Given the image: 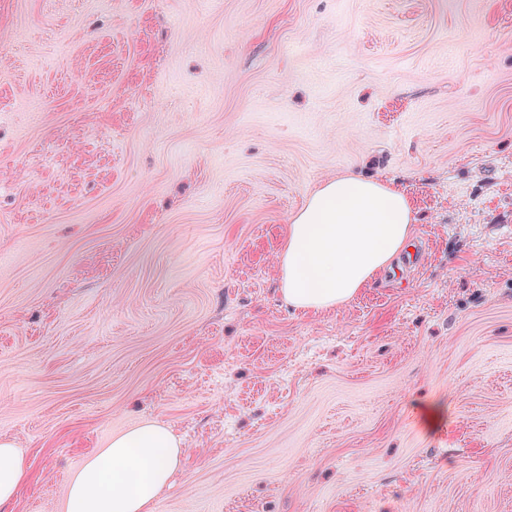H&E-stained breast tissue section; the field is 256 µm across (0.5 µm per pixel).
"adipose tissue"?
I'll return each mask as SVG.
<instances>
[{"label":"adipose tissue","instance_id":"ef3b65f1","mask_svg":"<svg viewBox=\"0 0 512 512\" xmlns=\"http://www.w3.org/2000/svg\"><path fill=\"white\" fill-rule=\"evenodd\" d=\"M413 208L394 184L339 176L305 200L279 255L280 294L291 307L325 311L357 296L409 242ZM172 432L144 423L113 436L72 475L65 512H149L182 465ZM30 480L14 443L0 441V506Z\"/></svg>","mask_w":512,"mask_h":512}]
</instances>
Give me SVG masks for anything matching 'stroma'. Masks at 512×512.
I'll return each instance as SVG.
<instances>
[{
    "label": "stroma",
    "instance_id": "35a3bbf8",
    "mask_svg": "<svg viewBox=\"0 0 512 512\" xmlns=\"http://www.w3.org/2000/svg\"><path fill=\"white\" fill-rule=\"evenodd\" d=\"M346 174L418 262L288 307ZM144 421L150 512H512V0H0V512ZM30 481L27 461L12 441H0V506L11 504Z\"/></svg>",
    "mask_w": 512,
    "mask_h": 512
}]
</instances>
